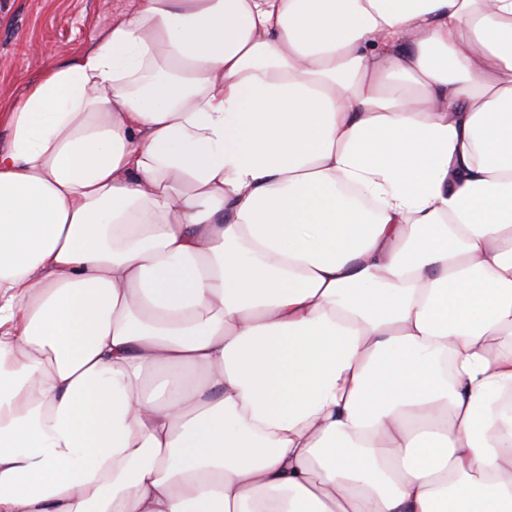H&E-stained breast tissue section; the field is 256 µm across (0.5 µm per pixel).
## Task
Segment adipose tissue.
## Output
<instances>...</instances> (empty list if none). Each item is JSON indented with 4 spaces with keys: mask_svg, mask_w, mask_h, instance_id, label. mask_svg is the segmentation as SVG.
Listing matches in <instances>:
<instances>
[{
    "mask_svg": "<svg viewBox=\"0 0 512 512\" xmlns=\"http://www.w3.org/2000/svg\"><path fill=\"white\" fill-rule=\"evenodd\" d=\"M1 123L0 512H512V0H136Z\"/></svg>",
    "mask_w": 512,
    "mask_h": 512,
    "instance_id": "ef3b65f1",
    "label": "adipose tissue"
}]
</instances>
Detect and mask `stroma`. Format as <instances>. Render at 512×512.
I'll use <instances>...</instances> for the list:
<instances>
[{"label": "stroma", "mask_w": 512, "mask_h": 512, "mask_svg": "<svg viewBox=\"0 0 512 512\" xmlns=\"http://www.w3.org/2000/svg\"><path fill=\"white\" fill-rule=\"evenodd\" d=\"M129 0H0V97H19L46 62L73 54Z\"/></svg>", "instance_id": "1"}]
</instances>
